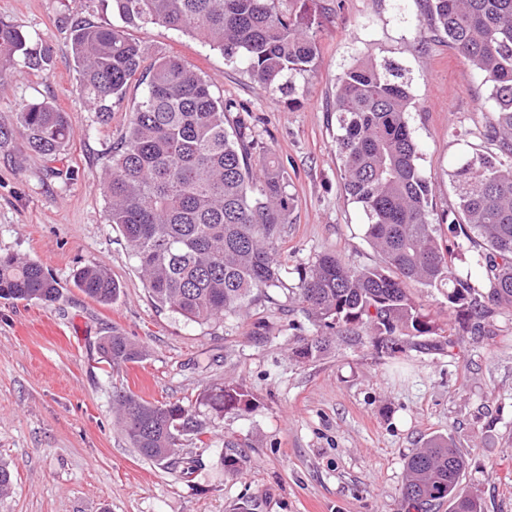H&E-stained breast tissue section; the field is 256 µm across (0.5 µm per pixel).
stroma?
<instances>
[{"label": "stroma", "instance_id": "obj_1", "mask_svg": "<svg viewBox=\"0 0 512 512\" xmlns=\"http://www.w3.org/2000/svg\"><path fill=\"white\" fill-rule=\"evenodd\" d=\"M309 8L323 15L321 54L291 95L259 87L197 38L160 25L128 31L146 60L175 56L208 80L230 117L278 158L293 199L279 246L282 287L241 316L201 326L153 303L107 220L102 174L145 85L133 80L101 122L80 90L70 21L110 18L111 0H0V19L53 54L50 72L19 67L0 79V126L14 127L22 103L48 99L72 129L53 161L20 136L0 139V255L37 260L60 288L49 305L0 299V463L14 475L0 512H404L408 455L448 434L466 460L465 489L484 512H512V311L496 316L494 338L459 332L452 357L410 350L388 359L339 340L316 358L296 355L316 335L291 308L300 272L323 253L355 267L380 262L365 213L342 190L338 77L364 55L403 69L438 214L456 202L449 173L480 147L490 108L488 84L453 51L417 44L422 0H311ZM93 265L119 284L114 302L77 288L76 271ZM115 330L145 349L141 362L102 361L99 340ZM225 381L253 404L221 418L201 410L205 435L183 440L190 471L144 458L128 441L118 394L188 405ZM231 446L243 456L234 472L221 462Z\"/></svg>", "mask_w": 512, "mask_h": 512}]
</instances>
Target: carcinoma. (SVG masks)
<instances>
[{
	"instance_id": "obj_1",
	"label": "carcinoma",
	"mask_w": 512,
	"mask_h": 512,
	"mask_svg": "<svg viewBox=\"0 0 512 512\" xmlns=\"http://www.w3.org/2000/svg\"><path fill=\"white\" fill-rule=\"evenodd\" d=\"M111 20L78 21L72 52L80 88L102 118L112 113L144 61L129 27L157 24L198 37L244 65L265 89L292 94L320 58L316 16L308 0H111ZM416 33L422 42L448 45L467 70L490 86L486 150L464 158L451 173L453 211L434 215L432 187L419 168L409 126L414 98L402 70L364 57L337 80L334 112L342 188L368 218L366 235L382 263L354 268L324 253L302 273L292 292L312 325L342 340L368 339L393 357L408 348L454 355V323L481 333L498 310L512 309V0H423ZM21 65L48 72L49 47L21 26L0 19V76ZM126 134L105 171L108 223L125 238L156 304L199 325L239 312L257 294L283 286L277 259L282 226L293 204L282 167L239 120L208 81L173 56L156 58ZM16 125L28 149L56 158L70 140L67 117L48 100L21 105ZM448 225L447 243L438 225ZM481 247L475 257L482 287L460 276L463 241ZM75 284L88 297L114 301L119 285L103 266L81 269ZM442 288L448 336L437 332L408 286ZM56 280L36 261L0 255V298L52 304ZM366 331L367 337L360 336ZM99 350L112 367L137 363L142 347L114 331ZM323 339L297 355L312 359ZM125 434L138 452L168 467L189 464L183 437L205 433L197 410L180 402L117 396ZM217 418L248 410L249 392L224 382L200 394ZM466 460L452 436H438L406 462L405 512H432L448 501L452 512H482L461 487Z\"/></svg>"
}]
</instances>
